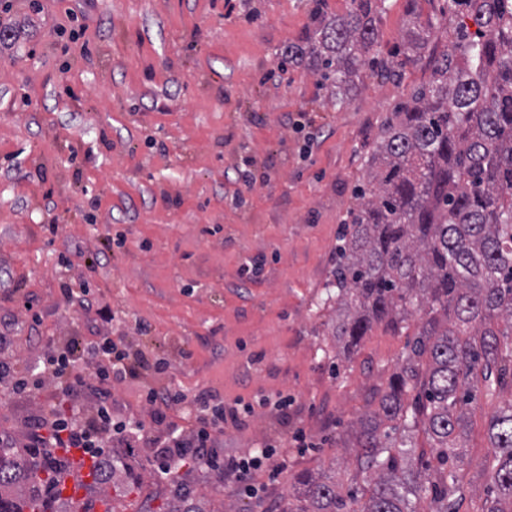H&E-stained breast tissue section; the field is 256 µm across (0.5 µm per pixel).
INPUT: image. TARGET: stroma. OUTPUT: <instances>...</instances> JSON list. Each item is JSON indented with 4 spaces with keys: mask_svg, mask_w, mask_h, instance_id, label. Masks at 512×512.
Masks as SVG:
<instances>
[{
    "mask_svg": "<svg viewBox=\"0 0 512 512\" xmlns=\"http://www.w3.org/2000/svg\"><path fill=\"white\" fill-rule=\"evenodd\" d=\"M32 1L13 0L15 37L0 44V319L18 356L98 335L80 302L110 304L112 338L169 364L115 385L116 412L147 418V383L211 390L254 408L225 431L224 453L273 444L283 461L278 478L252 473L263 493L251 498L204 466L154 477L150 449L118 448L123 469L107 492L87 487V507L105 494L112 512H164L183 487L214 512H288L297 474L363 484L341 449L410 338L379 326L341 357L336 311L317 300L367 156L385 118L428 79L426 64L391 78L364 72L339 108L285 51L314 7L343 16L353 0ZM412 7L384 0L371 58L390 60ZM76 18L83 40L63 45L58 31ZM246 168L258 177L249 188L236 180ZM239 193L246 207L235 206ZM253 259L259 275L242 279ZM268 396L287 412L259 406ZM510 399L506 390L470 408L460 512H479L488 422Z\"/></svg>",
    "mask_w": 512,
    "mask_h": 512,
    "instance_id": "35a3bbf8",
    "label": "stroma"
}]
</instances>
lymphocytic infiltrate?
<instances>
[{"label":"lymphocytic infiltrate","instance_id":"f902f5d3","mask_svg":"<svg viewBox=\"0 0 512 512\" xmlns=\"http://www.w3.org/2000/svg\"><path fill=\"white\" fill-rule=\"evenodd\" d=\"M40 368L20 363L14 357V338L7 326L0 324V394L24 402L36 391L52 387L54 402L44 405L37 414L27 416L26 428L34 448H74L101 461L112 459L116 448H153L164 460L157 472L169 477L183 461L223 471L236 483H245L251 472L270 464L271 448L254 456L224 457L216 448L224 430L239 425L238 404L225 403L208 390L186 394L183 390L147 387L145 402L148 420L124 418L112 407L113 385L136 376V364L129 353L109 336L91 339L73 337L65 345L47 343L39 357ZM98 393L88 408L59 410L57 398L81 397L89 386ZM190 405L194 416L187 424L169 422V410ZM163 426L164 433L152 435L150 424Z\"/></svg>","mask_w":512,"mask_h":512}]
</instances>
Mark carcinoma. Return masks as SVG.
Listing matches in <instances>:
<instances>
[{
	"mask_svg": "<svg viewBox=\"0 0 512 512\" xmlns=\"http://www.w3.org/2000/svg\"><path fill=\"white\" fill-rule=\"evenodd\" d=\"M342 17L313 12L315 30L288 45L350 103L374 43L376 0H355ZM451 29V49L431 60L428 81L388 117L368 158V188L337 245L322 304H336L334 336L356 348L376 325L417 332L411 352L379 390L355 429L365 485L334 477L296 478L305 506L295 512H459L469 487L448 466L464 460L469 407L512 384V0H448L425 22L413 13L404 57L418 63L431 30ZM418 427L431 440L417 451ZM494 455L481 512H512V401L488 423ZM92 462L107 489L119 462ZM57 449L43 456L0 446V512H57Z\"/></svg>",
	"mask_w": 512,
	"mask_h": 512,
	"instance_id": "cac0c4a2",
	"label": "carcinoma"
}]
</instances>
